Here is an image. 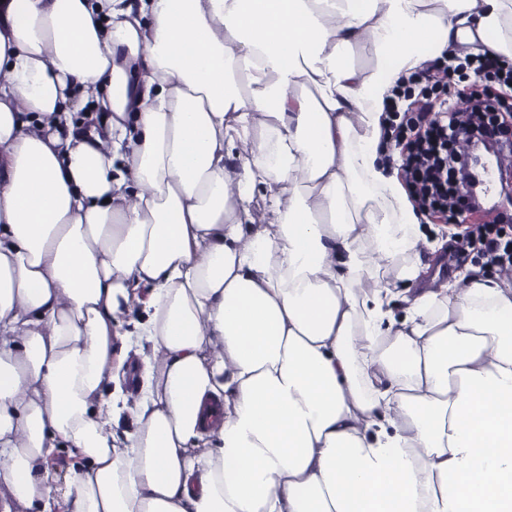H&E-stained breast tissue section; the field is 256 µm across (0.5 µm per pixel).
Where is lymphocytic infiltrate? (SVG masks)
<instances>
[{
  "label": "lymphocytic infiltrate",
  "mask_w": 512,
  "mask_h": 512,
  "mask_svg": "<svg viewBox=\"0 0 512 512\" xmlns=\"http://www.w3.org/2000/svg\"><path fill=\"white\" fill-rule=\"evenodd\" d=\"M409 97V92L395 91L389 115L411 203L425 214H444L469 206L466 190L457 186L461 158L456 146L476 136L500 133L498 113L485 109L457 117L450 114L447 100L435 103L426 96L413 111L401 106ZM452 247L459 255L477 248L486 266L512 272V233L498 225H467L453 235Z\"/></svg>",
  "instance_id": "1"
}]
</instances>
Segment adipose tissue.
Segmentation results:
<instances>
[{"instance_id": "adipose-tissue-1", "label": "adipose tissue", "mask_w": 512, "mask_h": 512, "mask_svg": "<svg viewBox=\"0 0 512 512\" xmlns=\"http://www.w3.org/2000/svg\"><path fill=\"white\" fill-rule=\"evenodd\" d=\"M510 26L512 0H0V512H46L62 450L65 512H512V278L421 287L383 122L447 50L512 63ZM141 285L122 448L101 399ZM71 461L72 458L68 457L66 452H59L54 458L51 459L50 467L54 469L57 475V496L63 495L68 492L71 485Z\"/></svg>"}]
</instances>
